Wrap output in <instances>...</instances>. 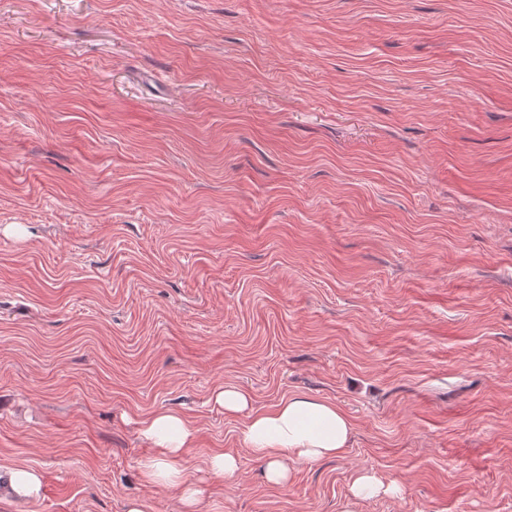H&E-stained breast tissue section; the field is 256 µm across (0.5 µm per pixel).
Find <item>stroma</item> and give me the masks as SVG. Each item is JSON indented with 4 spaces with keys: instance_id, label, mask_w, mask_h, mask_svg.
Listing matches in <instances>:
<instances>
[{
    "instance_id": "1",
    "label": "stroma",
    "mask_w": 512,
    "mask_h": 512,
    "mask_svg": "<svg viewBox=\"0 0 512 512\" xmlns=\"http://www.w3.org/2000/svg\"><path fill=\"white\" fill-rule=\"evenodd\" d=\"M227 385L350 442L269 484ZM167 410L193 512H512V0H0V512H183ZM140 433L154 448L153 454L141 462L143 479L179 488L182 503L193 505L200 491L184 478L182 455L194 442L195 431L178 413L163 412L145 419ZM209 470L214 476L231 479L238 470L237 458L229 453L214 454L209 462ZM42 475L29 467L0 468V492L19 500L39 497Z\"/></svg>"
}]
</instances>
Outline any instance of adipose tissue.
<instances>
[{
    "mask_svg": "<svg viewBox=\"0 0 512 512\" xmlns=\"http://www.w3.org/2000/svg\"><path fill=\"white\" fill-rule=\"evenodd\" d=\"M228 413H247L246 441L253 454L266 462L265 479L287 485L294 465L338 457L346 448L352 424L335 405L292 396L270 410H255L249 396L227 388L215 396ZM140 433L154 448L141 463L146 482L179 488L184 505H193L197 490L184 477L182 455L195 432L178 413L163 412L145 419ZM42 475L29 467L0 468V492L19 500L38 498Z\"/></svg>",
    "mask_w": 512,
    "mask_h": 512,
    "instance_id": "adipose-tissue-1",
    "label": "adipose tissue"
}]
</instances>
